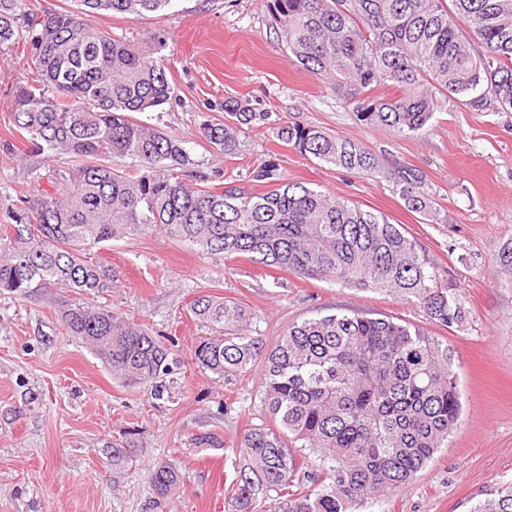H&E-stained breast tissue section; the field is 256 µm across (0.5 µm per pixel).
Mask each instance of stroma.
I'll return each instance as SVG.
<instances>
[{"instance_id":"1","label":"stroma","mask_w":512,"mask_h":512,"mask_svg":"<svg viewBox=\"0 0 512 512\" xmlns=\"http://www.w3.org/2000/svg\"><path fill=\"white\" fill-rule=\"evenodd\" d=\"M92 22L137 45L161 44L174 94L134 118L185 140L196 183L220 190L231 182L259 193L251 172L271 161L287 181L383 215L453 281L464 315L448 328L413 297L308 280L245 256L217 261L156 230L127 232L94 250V259L123 276L105 302L174 339L177 384L157 399L114 381L67 336L60 318L73 298L67 289L0 295V512H238L234 446L258 422L263 388L258 373L224 381L197 366L194 349L207 330L190 305L202 294L242 305L251 335L267 341L305 318L355 311L418 325L448 344L464 411L447 447L401 491L377 504L355 503L350 512H471L491 490L512 483V288L499 281L494 263L512 232V111L448 105L418 136L361 124L323 77L291 61L267 0H174L137 19L98 11ZM29 46L24 37L0 47V236L22 193L49 188L52 171L69 163L37 153L13 122L14 90L30 76ZM230 99L269 118L243 127L237 154L216 155L198 131L223 121ZM285 123L357 140L385 169L416 166L438 218L408 211L385 179L302 156L278 138ZM206 431L222 436L223 448L193 447L192 438ZM116 440L134 443L131 459L113 461ZM160 460L182 474L162 507L148 484Z\"/></svg>"}]
</instances>
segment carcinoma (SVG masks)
<instances>
[{
  "label": "carcinoma",
  "instance_id": "cac0c4a2",
  "mask_svg": "<svg viewBox=\"0 0 512 512\" xmlns=\"http://www.w3.org/2000/svg\"><path fill=\"white\" fill-rule=\"evenodd\" d=\"M25 2L0 0V46L19 37ZM74 2L27 23L36 79L16 89L14 124L37 149L70 162L54 172L51 191L21 198L12 212V234L0 246V294L69 289L76 298L61 313L66 333L113 379L157 399L167 391L172 350L145 324L85 301L120 281L92 249L131 229H158L219 259L247 255L311 280L412 296L443 326L462 319L457 289L382 215L288 182L267 161L252 170L262 193L189 184L195 160L185 141L131 116L173 95L160 48H140L88 20L99 10L137 18L173 0ZM273 8L292 61L325 78L363 124L418 134L449 102L512 109V0H273ZM224 112L225 121L199 128L218 155L237 150V125L256 119L230 101ZM278 136L337 168L380 174L373 153L352 139L300 124L281 126ZM117 156L141 169L113 168ZM391 176L409 211L436 215L419 169L402 165ZM495 263L512 272V233ZM191 311L210 330L194 349L199 367L227 381L255 366L263 376L268 420L237 444L243 465L233 487L242 512L259 501L275 502L272 512H348L358 501L380 502L409 484L457 429L451 352L418 326L340 312L293 323L267 343L249 334L234 302L201 295ZM192 445L222 448L224 439L209 431ZM306 448L316 453L308 466L298 460ZM180 481L171 463L149 470L160 501ZM474 512H512V485Z\"/></svg>",
  "mask_w": 512,
  "mask_h": 512
}]
</instances>
